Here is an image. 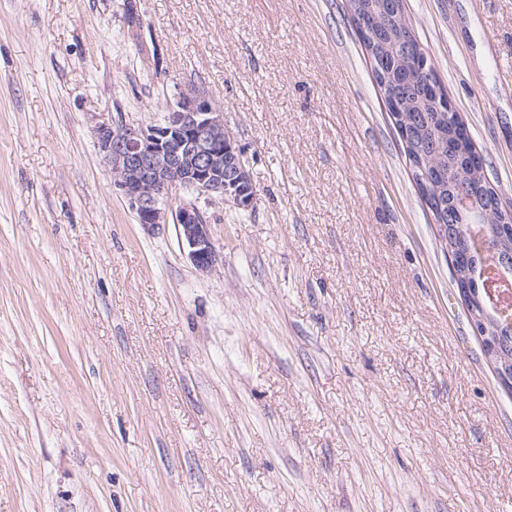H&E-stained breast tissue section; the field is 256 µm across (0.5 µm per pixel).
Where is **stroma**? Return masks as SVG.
<instances>
[{
    "label": "stroma",
    "mask_w": 512,
    "mask_h": 512,
    "mask_svg": "<svg viewBox=\"0 0 512 512\" xmlns=\"http://www.w3.org/2000/svg\"><path fill=\"white\" fill-rule=\"evenodd\" d=\"M0 0V512H512L473 335L346 0ZM512 203V0H406ZM224 109V255L138 224L92 133Z\"/></svg>",
    "instance_id": "35a3bbf8"
}]
</instances>
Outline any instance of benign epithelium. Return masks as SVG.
<instances>
[{
    "label": "benign epithelium",
    "instance_id": "obj_1",
    "mask_svg": "<svg viewBox=\"0 0 512 512\" xmlns=\"http://www.w3.org/2000/svg\"><path fill=\"white\" fill-rule=\"evenodd\" d=\"M127 34L135 42L142 39V21L135 0H125ZM396 32L407 43L415 39L405 7L394 2ZM428 56L414 48L404 65L408 72H423ZM93 133L100 155L111 166L113 184L123 194L137 222L155 229L169 222L175 224L181 245L200 270L211 268L218 253L207 229V219L197 198H217L247 209L255 200V190L234 139L224 124V109L200 92L179 95L168 105L163 122L131 125L112 119L100 120ZM446 160L444 146L420 160L419 184L431 193L433 181ZM184 190L194 199L177 198ZM448 259L469 249V239L457 225L453 212L443 213L435 197L427 204ZM473 331L478 336L505 389L512 388V363L501 355L500 327L491 311L479 305L470 313Z\"/></svg>",
    "mask_w": 512,
    "mask_h": 512
}]
</instances>
